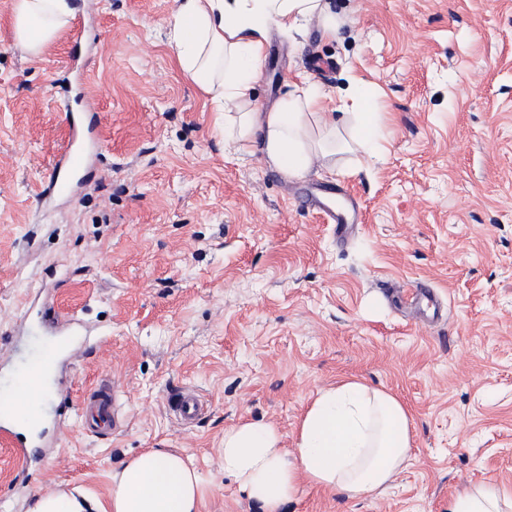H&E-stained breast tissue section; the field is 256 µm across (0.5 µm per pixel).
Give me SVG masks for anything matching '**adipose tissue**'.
Wrapping results in <instances>:
<instances>
[{"mask_svg": "<svg viewBox=\"0 0 512 512\" xmlns=\"http://www.w3.org/2000/svg\"><path fill=\"white\" fill-rule=\"evenodd\" d=\"M168 45L177 69L204 95L225 148L259 146L269 165L302 178L313 168L342 173L336 157L372 155L377 114L364 106L336 117L330 92L298 76L268 112L253 105L271 29L290 35L318 24L335 38L341 20L328 0H175ZM69 0H13L16 46L36 56L67 25ZM411 415L390 391L349 379L322 389L304 413L296 446L285 449L271 425L247 421L224 431L221 450L233 477L262 512H282L301 487L337 491L349 499L381 494L397 478L411 449ZM202 474L177 453L147 449L112 473L107 512H201ZM448 512H512V492L485 480L457 493Z\"/></svg>", "mask_w": 512, "mask_h": 512, "instance_id": "1", "label": "adipose tissue"}]
</instances>
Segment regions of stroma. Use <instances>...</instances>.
Here are the masks:
<instances>
[{"mask_svg": "<svg viewBox=\"0 0 512 512\" xmlns=\"http://www.w3.org/2000/svg\"><path fill=\"white\" fill-rule=\"evenodd\" d=\"M336 38L271 31L253 98L270 111L297 75L339 94L356 80L389 136L336 185L359 209L337 239L261 153L225 152L165 43L174 0H91L36 57L15 49L0 0V400L28 366H60L39 309L81 319L80 348L26 462L0 445V512L50 489L107 505L112 471L175 451L209 484L201 512H260L224 473V431L273 425L284 447L316 393L357 378L411 414L412 453L376 498L306 487L283 512H448L492 479L512 490V0H331ZM92 98L87 183L43 201L68 113ZM423 283L447 313L415 326L384 288ZM129 426L88 435L100 380ZM206 402L179 426L166 405ZM168 407L181 424H193L205 409L202 396L192 388L184 387L169 395Z\"/></svg>", "mask_w": 512, "mask_h": 512, "instance_id": "35a3bbf8", "label": "stroma"}]
</instances>
